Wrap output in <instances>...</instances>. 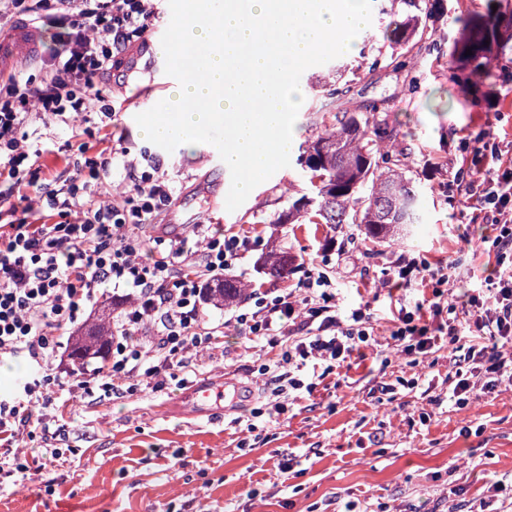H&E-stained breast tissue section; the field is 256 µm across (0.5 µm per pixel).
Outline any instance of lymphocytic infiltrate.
Returning <instances> with one entry per match:
<instances>
[{
	"label": "lymphocytic infiltrate",
	"instance_id": "lymphocytic-infiltrate-1",
	"mask_svg": "<svg viewBox=\"0 0 512 512\" xmlns=\"http://www.w3.org/2000/svg\"><path fill=\"white\" fill-rule=\"evenodd\" d=\"M9 2L10 12L0 11V26L14 14L35 21L48 13L64 46L40 79L17 74L0 79V358H24L29 368L10 392L0 394V482L16 483L62 458L60 449L45 448L30 466L17 448L22 440L47 439L48 427L34 426L32 418L34 408L51 403V388L114 394L133 380L157 392L167 373L188 372L199 352L217 344L218 329L205 319L203 302L247 241L212 232L206 224L195 225L189 237L166 233L145 241L139 226L170 207L176 194L152 154L135 158L116 148L106 157L85 158L60 186L41 183L43 148L27 133L32 118L47 116L74 132L77 117L94 101L101 117L111 118L104 78L144 38L154 9L148 0ZM473 154L472 178L452 171L448 180L462 184L467 204L483 223L496 226V274L474 289L454 322L443 317L454 273L413 260L396 262L392 287L432 279L437 289L428 311L399 308L391 337L408 356L428 354L443 338L452 344L469 339L466 356L493 389L512 382V138L487 130ZM110 180L123 184L122 195L97 203V189ZM27 183L41 187L47 217L37 224L27 218L32 210L22 191ZM106 286L127 289L133 303L112 322V350L105 360L64 381L60 337ZM332 288L328 277L312 271L259 311L236 317L249 336L282 348L275 365L260 368L271 376L276 413L287 412L297 394L316 390L313 376L304 372L308 362L335 368L370 339L365 311L354 310L352 326L343 327ZM147 325L153 330L149 342L135 340L134 329Z\"/></svg>",
	"mask_w": 512,
	"mask_h": 512
}]
</instances>
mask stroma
I'll list each match as a JSON object with an SVG mask.
<instances>
[{
  "label": "stroma",
  "instance_id": "stroma-1",
  "mask_svg": "<svg viewBox=\"0 0 512 512\" xmlns=\"http://www.w3.org/2000/svg\"><path fill=\"white\" fill-rule=\"evenodd\" d=\"M426 2L439 21L435 44L422 49L415 69L378 64L353 82L349 94L350 111L375 106L396 121L407 173L421 186L420 224L377 254L365 253L352 228L268 223L275 209L288 205L280 186L299 176L294 164L256 186L236 210L212 207L215 147L181 145L162 153L142 136L135 117L153 106L139 99L147 83L143 70L127 65L107 76L121 110L104 133L98 117H91L82 140L94 153L116 144L134 156L160 153L177 192L158 224L184 234L208 224L247 236L230 276L271 299L295 288L308 270L325 272L336 283L337 316L368 307L376 334L388 338L396 302L411 310L432 295L418 284L393 297L382 288L399 256L454 267L452 306L464 289L484 287L492 275L488 242L497 231L477 222L444 170L468 166L485 130L512 128V109H488L493 94L512 89V0ZM492 7L505 21L488 50V79L461 62L459 40L463 19ZM329 70L325 63L301 76L307 101L294 124L291 157H298L309 120L325 101L319 85ZM275 242L292 246L298 258L295 275L285 282L259 267ZM126 304L124 290L105 289L82 325L69 331L65 371L78 366L74 338ZM254 309L250 300L228 308L206 304V319L222 333L219 343L195 371L168 380L162 391L135 386L104 399L80 392L70 411L46 410L45 421L60 431L56 444L65 449V460L24 484L0 485V512H512V494L487 493L493 483L512 482V386L490 391L476 379L467 406L457 408L446 379L471 367L452 344L413 360L362 346L349 366L323 375L313 395H300L276 421L242 432L236 417L249 416L263 401L259 368L280 354L264 340L247 341L237 328L236 315ZM202 379L236 382L237 400L225 402L221 415L189 416L177 396ZM386 384L397 385L395 397L382 394ZM285 462L290 469L284 474Z\"/></svg>",
  "mask_w": 512,
  "mask_h": 512
}]
</instances>
